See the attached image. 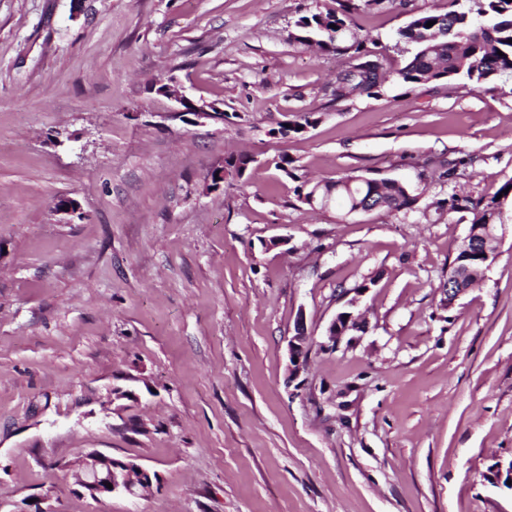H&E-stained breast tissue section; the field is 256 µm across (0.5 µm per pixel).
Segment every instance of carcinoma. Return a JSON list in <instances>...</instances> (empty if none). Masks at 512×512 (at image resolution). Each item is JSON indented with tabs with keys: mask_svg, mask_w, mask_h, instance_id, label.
<instances>
[{
	"mask_svg": "<svg viewBox=\"0 0 512 512\" xmlns=\"http://www.w3.org/2000/svg\"><path fill=\"white\" fill-rule=\"evenodd\" d=\"M453 9H435L417 15L398 32L399 40L411 47L412 56L399 72L408 84H426L443 79H460L462 87L482 88L500 79L512 77V0H452ZM359 9L355 0H343L340 9L328 5L295 22V39L303 44L307 39L325 50L350 53L347 69L336 76V91H356L372 94L384 80L383 63L369 58L366 43L369 38L350 26L351 15ZM433 26H427L428 22ZM348 40L350 44L340 46ZM309 206L325 207L336 197L353 211L368 201L382 202L388 213L413 209L417 196L407 186L395 180L346 177L336 182H317L306 193L299 194ZM512 202V179L502 184L490 197H448V209L471 215V227L485 224L502 225L506 221L505 206ZM498 244L469 256L457 252L449 274L461 269H486L495 260Z\"/></svg>",
	"mask_w": 512,
	"mask_h": 512,
	"instance_id": "1",
	"label": "carcinoma"
}]
</instances>
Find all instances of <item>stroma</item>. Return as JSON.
Masks as SVG:
<instances>
[{
  "mask_svg": "<svg viewBox=\"0 0 512 512\" xmlns=\"http://www.w3.org/2000/svg\"><path fill=\"white\" fill-rule=\"evenodd\" d=\"M324 2L0 0V512H512L487 479L512 461V222L451 305L470 216L437 206L512 178V80L404 83L399 30L449 0H382L352 22L387 79L338 96L347 54L293 39ZM346 176L418 202L297 196ZM342 311L365 324L328 347ZM91 453L152 492L91 498ZM171 82L172 84H166L165 88L160 93L166 95L171 99H174L179 104H181L184 107L183 112L190 111L198 118L204 119H219L217 113L224 112L223 110L217 108L214 105H196L192 103L182 95L176 82ZM207 108H209V110ZM333 196L341 199L348 213L353 210L365 213L373 212L380 204H367L368 200L382 202L378 210L388 213L412 210L418 197L412 195L404 184L387 179H363L346 177L336 182H317L306 193L300 191L299 197L309 206L325 207ZM366 205V206H365ZM365 206V208L359 207ZM359 207V208H358Z\"/></svg>",
  "mask_w": 512,
  "mask_h": 512,
  "instance_id": "obj_1",
  "label": "stroma"
}]
</instances>
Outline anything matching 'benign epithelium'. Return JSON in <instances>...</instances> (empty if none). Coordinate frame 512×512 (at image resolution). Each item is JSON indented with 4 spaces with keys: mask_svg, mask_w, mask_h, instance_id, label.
Returning a JSON list of instances; mask_svg holds the SVG:
<instances>
[{
    "mask_svg": "<svg viewBox=\"0 0 512 512\" xmlns=\"http://www.w3.org/2000/svg\"><path fill=\"white\" fill-rule=\"evenodd\" d=\"M162 94L177 101L184 107V111L192 112L195 116L204 119H215L221 109L214 105H196L185 98L177 84L172 83L165 86ZM447 292V304L451 305L465 292L462 277L456 276L448 279L445 285ZM361 321L353 315L337 314L328 328V339L336 342L344 333L351 329H357ZM307 341V332L303 316H298L296 323V334L289 340V359L298 363L304 351V344ZM80 484L96 498L110 496L113 494H125L132 497H141L149 494L153 488L151 474L138 464L131 461L115 460L99 454L94 455L91 468L82 472ZM112 488H107V485Z\"/></svg>",
    "mask_w": 512,
    "mask_h": 512,
    "instance_id": "1",
    "label": "benign epithelium"
}]
</instances>
